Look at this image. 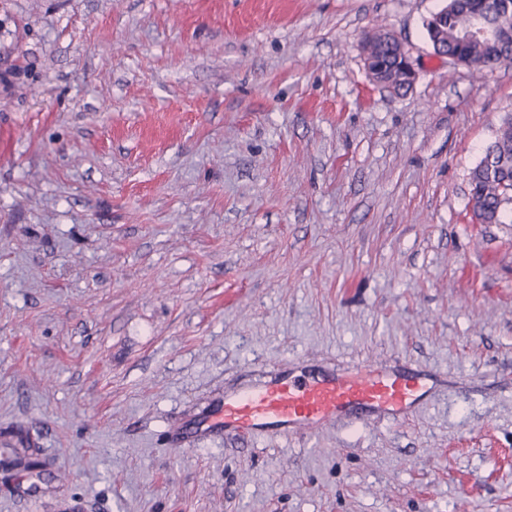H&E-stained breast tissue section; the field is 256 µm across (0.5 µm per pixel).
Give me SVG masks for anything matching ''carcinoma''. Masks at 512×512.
Segmentation results:
<instances>
[{
    "instance_id": "obj_1",
    "label": "carcinoma",
    "mask_w": 512,
    "mask_h": 512,
    "mask_svg": "<svg viewBox=\"0 0 512 512\" xmlns=\"http://www.w3.org/2000/svg\"><path fill=\"white\" fill-rule=\"evenodd\" d=\"M509 16L493 12L489 22L495 25L497 36L493 40L470 39L468 29L476 11H490L486 0H451L437 12L435 31L428 32L429 41L439 40L440 49L452 57L462 52L468 68L483 71L502 64H512V0ZM384 67V76L397 93H406L409 87L400 79L393 48H386L377 57ZM472 216L482 224H501L512 212V118L503 119L495 139L486 147L484 155L469 177Z\"/></svg>"
}]
</instances>
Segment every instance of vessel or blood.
<instances>
[{
    "label": "vessel or blood",
    "instance_id": "b4317fda",
    "mask_svg": "<svg viewBox=\"0 0 512 512\" xmlns=\"http://www.w3.org/2000/svg\"><path fill=\"white\" fill-rule=\"evenodd\" d=\"M429 389L423 372L369 361L322 376L288 370L261 386L225 396L214 422L231 432L273 428L289 436L356 416L386 414L402 421Z\"/></svg>",
    "mask_w": 512,
    "mask_h": 512
}]
</instances>
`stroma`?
I'll return each mask as SVG.
<instances>
[{
	"label": "stroma",
	"mask_w": 512,
	"mask_h": 512,
	"mask_svg": "<svg viewBox=\"0 0 512 512\" xmlns=\"http://www.w3.org/2000/svg\"><path fill=\"white\" fill-rule=\"evenodd\" d=\"M447 2L0 0V512H512V222L469 207L512 66L435 54ZM363 359L442 385L402 423L207 422ZM378 63L384 67V76L390 82L391 87L396 93H407L410 88L405 86V81L400 79L397 69L396 55L392 47H387L381 55L377 57Z\"/></svg>",
	"instance_id": "obj_1"
}]
</instances>
